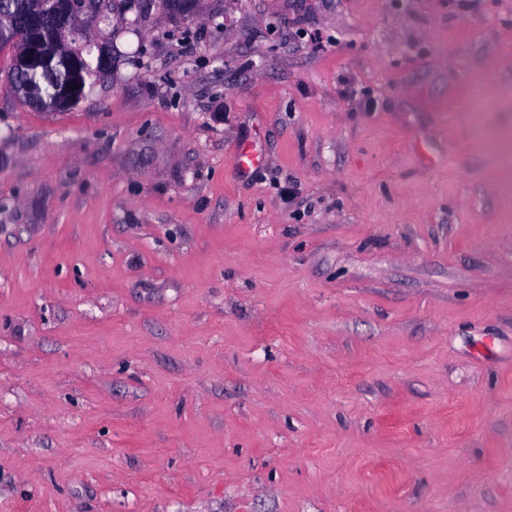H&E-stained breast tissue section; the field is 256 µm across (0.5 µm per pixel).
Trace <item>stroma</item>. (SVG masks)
Masks as SVG:
<instances>
[{"label":"stroma","instance_id":"35a3bbf8","mask_svg":"<svg viewBox=\"0 0 512 512\" xmlns=\"http://www.w3.org/2000/svg\"><path fill=\"white\" fill-rule=\"evenodd\" d=\"M100 10L0 50V512H512V0ZM23 4L17 6V14L0 15V32L3 28H9L14 31L19 17H24L27 22L28 37L24 40L22 51L14 53L15 68L30 73L33 76L40 74L43 77L48 76L52 63L55 59H65L64 61L75 70L82 69L81 80L76 74H73L70 68L61 63L56 68L55 87H49L44 93L46 102L40 106L38 96V87L35 83H26L16 88L19 95H22L32 101L40 108L55 107L51 103L53 93L60 87L76 84L77 91H80L81 99L85 96L87 77L93 72H98L97 65L95 69L91 62L83 55H87L90 49L83 46L78 49L79 54L71 55L69 50L63 48V42L68 37L75 38L85 32L82 29L84 16L88 17L92 13H86L82 7V0H19ZM29 1H37V8L31 10L28 8ZM75 16L82 17L81 26L75 23ZM48 26L51 29V35L46 38ZM80 50V51H79ZM11 66V78L14 87L23 79L20 71ZM56 108V107H55Z\"/></svg>","mask_w":512,"mask_h":512}]
</instances>
